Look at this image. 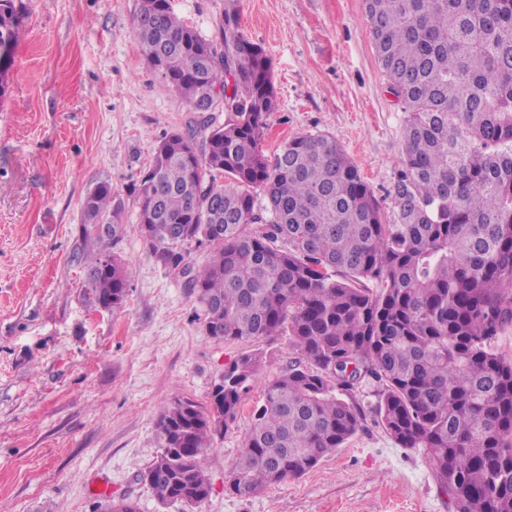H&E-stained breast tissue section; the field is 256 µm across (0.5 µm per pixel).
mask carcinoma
Masks as SVG:
<instances>
[{"mask_svg": "<svg viewBox=\"0 0 512 512\" xmlns=\"http://www.w3.org/2000/svg\"><path fill=\"white\" fill-rule=\"evenodd\" d=\"M377 62L404 104L395 203L382 209L336 138L303 133L272 155L277 97L261 45L224 10L202 38L169 0H138L134 33L148 64L191 112L222 108V126L173 131L139 184V231L186 272L184 288L218 341L286 336L292 357L265 385L225 480L251 497L298 478L363 428L352 393L379 385L377 424L423 448L455 512H512V362L492 351L512 323V0H364ZM19 27L0 0V61ZM262 193L269 206L255 205ZM99 239L123 233L107 181L83 200ZM210 248L200 266L182 247ZM131 273L114 254L87 263L91 306H123ZM224 368L203 407L177 399L159 418L163 451L141 472L162 504L192 506L211 484L204 450L227 428L263 367Z\"/></svg>", "mask_w": 512, "mask_h": 512, "instance_id": "cac0c4a2", "label": "carcinoma"}]
</instances>
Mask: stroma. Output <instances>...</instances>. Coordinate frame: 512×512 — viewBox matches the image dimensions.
Returning a JSON list of instances; mask_svg holds the SVG:
<instances>
[{
	"instance_id": "obj_1",
	"label": "stroma",
	"mask_w": 512,
	"mask_h": 512,
	"mask_svg": "<svg viewBox=\"0 0 512 512\" xmlns=\"http://www.w3.org/2000/svg\"><path fill=\"white\" fill-rule=\"evenodd\" d=\"M216 39L225 8L271 60L278 109L266 151L302 133L336 138L384 210L394 206L405 112L388 89L363 0H169ZM19 35L0 85V512H453L423 449L367 420L300 478L242 498L225 486L283 336L217 342L181 278L145 244L137 185L165 133L197 124L148 65L137 0H15ZM108 181L124 209L116 241L85 229L87 191ZM131 270L121 309L91 307L86 261ZM263 352L238 418L206 450L211 493L160 505L139 475L162 451L161 409L207 404L226 364Z\"/></svg>"
}]
</instances>
